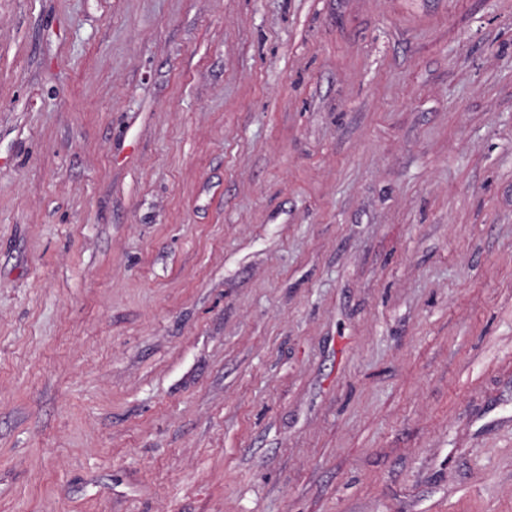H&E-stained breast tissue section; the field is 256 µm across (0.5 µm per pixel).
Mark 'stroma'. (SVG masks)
I'll list each match as a JSON object with an SVG mask.
<instances>
[{
	"label": "stroma",
	"instance_id": "stroma-1",
	"mask_svg": "<svg viewBox=\"0 0 512 512\" xmlns=\"http://www.w3.org/2000/svg\"><path fill=\"white\" fill-rule=\"evenodd\" d=\"M0 512H512V0H0Z\"/></svg>",
	"mask_w": 512,
	"mask_h": 512
}]
</instances>
